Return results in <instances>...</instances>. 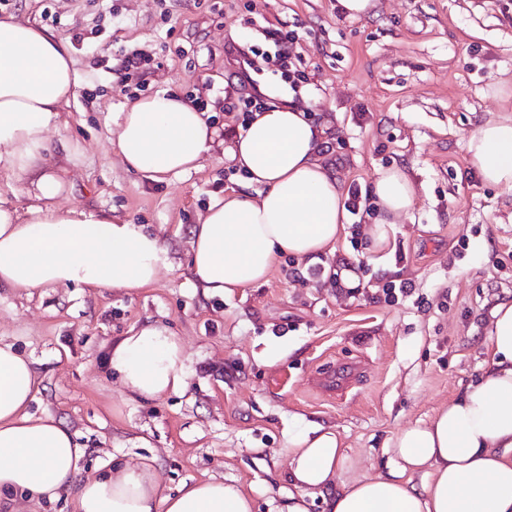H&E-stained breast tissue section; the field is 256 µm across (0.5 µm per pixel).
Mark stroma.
Listing matches in <instances>:
<instances>
[{
    "label": "stroma",
    "mask_w": 512,
    "mask_h": 512,
    "mask_svg": "<svg viewBox=\"0 0 512 512\" xmlns=\"http://www.w3.org/2000/svg\"><path fill=\"white\" fill-rule=\"evenodd\" d=\"M116 7L114 17L105 10ZM0 0L69 45L80 81L68 125L49 135L47 161L70 169L61 207L147 224L170 266L126 293L74 286L24 294L0 288V340L35 360L33 413H52L84 448L86 479L112 458L154 459L166 488L210 477L248 490L255 512H274L289 489L288 435L321 425L338 432L355 468L396 466L400 430L428 420L477 380L488 359L491 309L512 300V189L488 186L466 163L465 143L512 98V0H378L351 18L337 0ZM297 31L301 110L327 126L320 154L344 189L369 194L379 170L407 169L416 203L394 227L392 253L361 235L342 237L310 264L288 258L268 279L224 298L189 283L190 229L208 203L242 179L224 162L239 133L232 102L245 95L228 44L265 50L266 33ZM151 63L137 94L172 91L214 108L222 143L202 168L152 183L115 153L112 120L124 51ZM356 276L338 289L336 271ZM412 284L387 303L390 281ZM161 324L184 346V389L130 400L102 363L134 326ZM351 365V382L321 390L323 373Z\"/></svg>",
    "instance_id": "1"
}]
</instances>
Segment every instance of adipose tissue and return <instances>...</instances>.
I'll list each match as a JSON object with an SVG mask.
<instances>
[{
    "label": "adipose tissue",
    "instance_id": "1",
    "mask_svg": "<svg viewBox=\"0 0 512 512\" xmlns=\"http://www.w3.org/2000/svg\"><path fill=\"white\" fill-rule=\"evenodd\" d=\"M80 83L68 45L46 28L0 16V171L23 182L29 206L0 196V287L32 292L79 286L136 291L152 285L170 260L145 225L55 201L67 170L44 165L51 130ZM115 148L128 170L152 182L200 168L217 128L207 110L176 94L137 98L118 112ZM327 137L304 111L272 104L254 113L225 151L255 194L230 190L212 199L191 229L192 287L230 296L265 282L282 259L313 262L332 252L349 221L346 196L319 154ZM467 163L481 181L512 188V115L487 120L466 142ZM379 214L361 232L387 251L393 226L414 204L406 170L380 171L373 183ZM490 359L427 422L399 431V464L390 472L341 481L352 461L335 430L315 426L288 439L286 478L294 491L278 512H512V300L491 312ZM107 366L129 399H159L183 389L180 339L167 327L130 329L110 347ZM41 380L32 360L0 341V497L55 500L73 490L74 512H254L239 485L217 479L165 492L149 462H118L78 480L84 454L52 414L29 411ZM426 471L416 489L408 476Z\"/></svg>",
    "mask_w": 512,
    "mask_h": 512
}]
</instances>
